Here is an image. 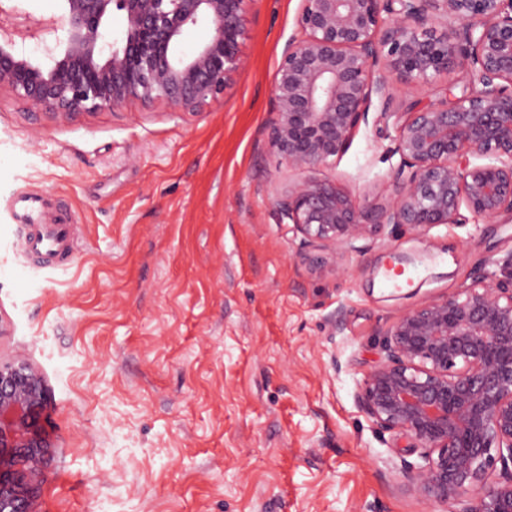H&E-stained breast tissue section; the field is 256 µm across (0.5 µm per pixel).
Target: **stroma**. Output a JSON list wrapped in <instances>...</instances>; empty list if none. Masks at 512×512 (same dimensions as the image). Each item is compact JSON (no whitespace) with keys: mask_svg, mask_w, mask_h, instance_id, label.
Segmentation results:
<instances>
[{"mask_svg":"<svg viewBox=\"0 0 512 512\" xmlns=\"http://www.w3.org/2000/svg\"><path fill=\"white\" fill-rule=\"evenodd\" d=\"M301 7L250 0L244 67L194 113L0 94V357L49 390L37 512H460L410 490L356 394L383 329L512 257V218L390 225L312 271L273 205L298 174L266 144ZM379 112L325 171L360 201L399 162ZM22 192L68 202L71 265L28 257ZM401 255L425 263L395 289Z\"/></svg>","mask_w":512,"mask_h":512,"instance_id":"stroma-1","label":"stroma"}]
</instances>
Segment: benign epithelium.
I'll return each instance as SVG.
<instances>
[{"label":"benign epithelium","instance_id":"obj_1","mask_svg":"<svg viewBox=\"0 0 512 512\" xmlns=\"http://www.w3.org/2000/svg\"><path fill=\"white\" fill-rule=\"evenodd\" d=\"M60 2L44 18L0 0V91L52 114L155 102L196 112L244 66L249 0ZM198 24L211 35L185 56L180 38ZM298 26L274 76L267 145L303 174L275 206L327 253L303 255L312 269L390 224L419 233L458 223L463 208L486 223L512 216V0H303ZM456 69L465 82L444 98H401ZM374 97L381 118L398 119L388 153L400 161L385 202L361 204L321 172L368 123ZM505 267L400 315L356 394L377 427L420 451L422 464L403 467L413 491L466 497L461 512H512V257ZM47 400L37 367L0 359V512H35Z\"/></svg>","mask_w":512,"mask_h":512}]
</instances>
